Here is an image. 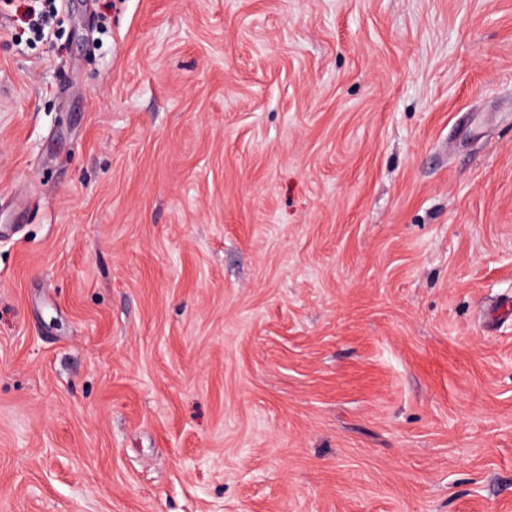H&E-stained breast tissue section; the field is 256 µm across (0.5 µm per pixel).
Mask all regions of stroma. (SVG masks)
Instances as JSON below:
<instances>
[{"label": "stroma", "instance_id": "1", "mask_svg": "<svg viewBox=\"0 0 512 512\" xmlns=\"http://www.w3.org/2000/svg\"><path fill=\"white\" fill-rule=\"evenodd\" d=\"M0 0V512H512V0ZM25 9L17 19L20 22L24 32H28L42 37L45 30L51 28L57 8V0H27Z\"/></svg>", "mask_w": 512, "mask_h": 512}]
</instances>
